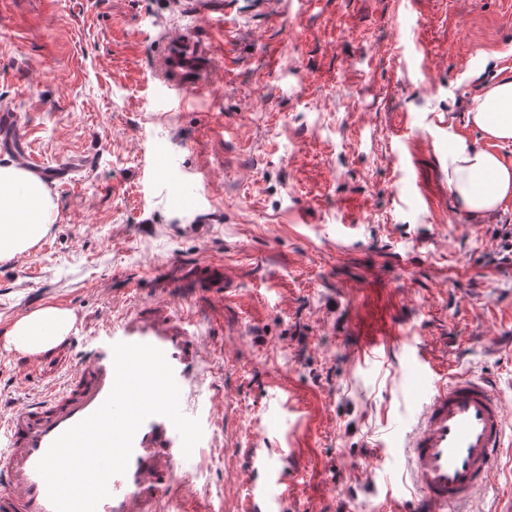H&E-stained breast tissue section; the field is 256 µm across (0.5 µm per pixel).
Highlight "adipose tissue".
<instances>
[{
    "label": "adipose tissue",
    "instance_id": "adipose-tissue-1",
    "mask_svg": "<svg viewBox=\"0 0 512 512\" xmlns=\"http://www.w3.org/2000/svg\"><path fill=\"white\" fill-rule=\"evenodd\" d=\"M467 121L481 137L473 144L455 139L444 158L448 191L459 209L476 224L512 201V163L497 153L512 143V78L487 84L475 95ZM53 201L46 181L14 165L0 164V261L35 247L52 223ZM74 321L70 310L45 305L15 319L7 345L29 356L58 348Z\"/></svg>",
    "mask_w": 512,
    "mask_h": 512
}]
</instances>
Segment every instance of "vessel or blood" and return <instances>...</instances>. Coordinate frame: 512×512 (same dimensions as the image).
<instances>
[{"mask_svg": "<svg viewBox=\"0 0 512 512\" xmlns=\"http://www.w3.org/2000/svg\"><path fill=\"white\" fill-rule=\"evenodd\" d=\"M211 69V58L193 30L165 37L160 47L158 98L164 102L199 93ZM26 132L9 103L0 104V142L19 153L24 165L59 184L71 181L68 165L52 167L25 151ZM173 175L169 155L156 147L151 182ZM145 343L162 350L178 386L200 368L199 343L186 329L160 320H128L100 337L76 371L43 397L13 407L0 416V512H54L39 460L64 431L94 413L114 383L112 346ZM407 398L412 414L393 434L410 471L406 485L416 512H470L471 504L491 480L507 448L499 390L484 378L448 376L436 368L422 347L404 351ZM183 458L181 438L165 417L147 419L137 431L125 475L109 482V497L96 512H162ZM265 485H252L253 512H271L268 488L281 473L268 470Z\"/></svg>", "mask_w": 512, "mask_h": 512, "instance_id": "obj_1", "label": "vessel or blood"}]
</instances>
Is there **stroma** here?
<instances>
[{
	"label": "stroma",
	"instance_id": "stroma-1",
	"mask_svg": "<svg viewBox=\"0 0 512 512\" xmlns=\"http://www.w3.org/2000/svg\"><path fill=\"white\" fill-rule=\"evenodd\" d=\"M188 27L204 90L159 105L155 45ZM504 76L512 0H0V102L46 162L79 163L37 249L0 262V337L52 304L76 342L0 345V411L161 306L192 318L212 412L165 512H244L257 448L292 469L282 512H381L404 368L389 333L496 379L512 415V204L468 223L441 164ZM158 143L174 181L146 179ZM192 184L197 206L174 204Z\"/></svg>",
	"mask_w": 512,
	"mask_h": 512
}]
</instances>
